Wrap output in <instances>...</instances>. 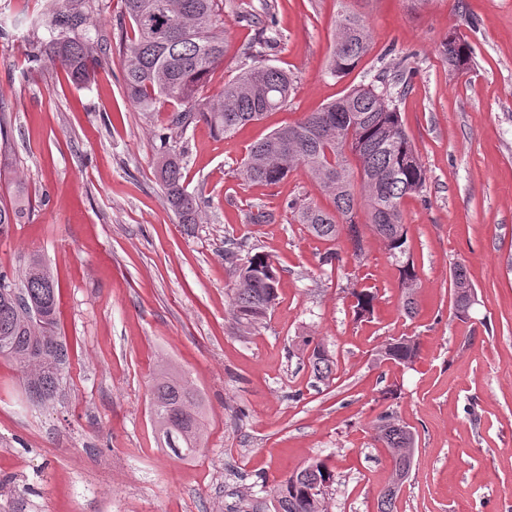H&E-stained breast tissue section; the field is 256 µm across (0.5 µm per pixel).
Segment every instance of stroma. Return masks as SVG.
<instances>
[{
	"label": "stroma",
	"mask_w": 512,
	"mask_h": 512,
	"mask_svg": "<svg viewBox=\"0 0 512 512\" xmlns=\"http://www.w3.org/2000/svg\"><path fill=\"white\" fill-rule=\"evenodd\" d=\"M224 10L233 48L212 74L216 95L242 65L253 27L234 0ZM280 42L271 65L296 78L288 106L228 137L204 123L161 143L168 112H144L122 80L123 0H93L91 33L104 47L94 80L73 84L45 52L52 0L23 9L0 0V112L14 170L31 205L0 237V270L38 253L60 286L66 353L55 398L32 399L23 371L0 359V512H273L276 485L315 460L335 481L329 512H377L392 462L374 424L393 410L416 434L395 512H512V0H348L371 29L370 54L348 77L328 72L338 0H276ZM473 51L468 70L438 54L450 33ZM414 75L399 103L426 171L402 203L418 273L407 315L396 262L370 229L361 258L320 266L327 241L292 223L289 200L328 205L303 168L282 182L247 185L236 169L271 130L301 120L370 82L381 59ZM183 154L199 223L179 224L155 174L161 148ZM263 207L274 223L253 224ZM268 254L281 270L264 325H232L235 275L224 249ZM466 266L475 288L467 320L454 315L450 275ZM376 295L364 317L352 289ZM415 336L411 367L380 358ZM336 362L317 380L309 342ZM201 395L204 441L180 459L150 417L157 366ZM396 398L382 399L387 387Z\"/></svg>",
	"instance_id": "1"
}]
</instances>
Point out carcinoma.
Returning a JSON list of instances; mask_svg holds the SVG:
<instances>
[{"instance_id":"1","label":"carcinoma","mask_w":512,"mask_h":512,"mask_svg":"<svg viewBox=\"0 0 512 512\" xmlns=\"http://www.w3.org/2000/svg\"><path fill=\"white\" fill-rule=\"evenodd\" d=\"M129 30L122 35L123 84L127 96L144 112H158L179 105L169 118V133L161 143L192 124L202 122L217 136L263 120L270 112L288 106L294 78L286 70L268 64L279 41L274 4L265 0L263 17L248 11L242 21L257 28L255 37L243 45V65L224 81L220 93L203 95L210 75L224 64L229 40L224 33V0H123ZM88 0H62L52 12L49 51L71 81L91 82L100 62L98 38L90 35L93 21ZM372 36L366 21L356 11L343 7L336 16V31L329 61L332 76L343 78L366 57ZM441 57L456 71L470 63V49L458 35L450 34L440 45ZM411 70L405 60L381 68L368 84L349 88L301 121L279 127L255 142L238 175L246 183L271 185L288 177L299 166L306 168L331 199L328 209L310 201L293 199L288 209L294 221L314 236L336 241L346 234L351 256L362 254L363 235L358 210L364 209L370 229L382 238L399 265L400 284L407 314L415 313L418 276L407 256V233L401 201L423 191L426 171L406 133L391 89L404 93ZM157 172L166 200L182 224H196L201 201L184 186L183 159L168 151L157 157ZM25 189L13 186L10 202H0V237L20 223L24 214ZM230 313L235 328L249 334L267 317L277 299L278 270L271 258L256 253L235 265ZM0 283L21 289L16 295L0 291V357L15 362L25 372L38 371L34 398L52 399L59 388L60 365L65 357L58 332L59 285L42 258L27 257L18 274L0 271ZM456 314L467 316L474 285L467 269L457 264L451 273ZM355 314L373 308L375 295L367 288L353 290ZM39 303L42 318L29 323L25 300ZM417 340L406 337L381 349L382 358L397 365L414 362ZM314 376L327 379L333 361L323 345L310 355ZM154 425L178 458L195 456L203 441V400L180 374L161 366L150 401ZM377 440L389 450L392 474L378 497V512H394L395 501L408 478L415 436L391 411L375 424ZM334 474L323 462H313L281 480L275 489L274 512H327L326 489Z\"/></svg>"}]
</instances>
